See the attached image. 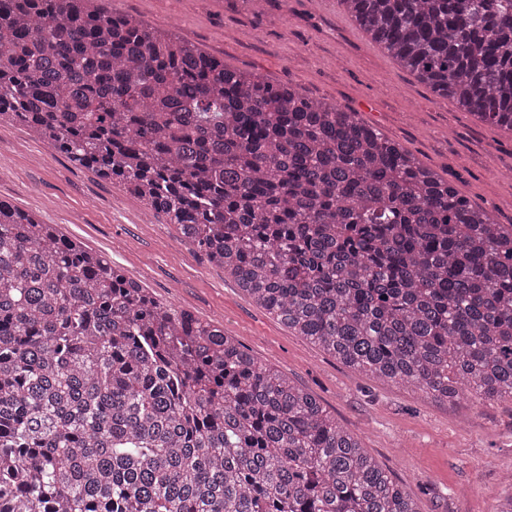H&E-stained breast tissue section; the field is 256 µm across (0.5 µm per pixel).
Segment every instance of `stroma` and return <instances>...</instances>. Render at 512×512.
<instances>
[{
    "instance_id": "1",
    "label": "stroma",
    "mask_w": 512,
    "mask_h": 512,
    "mask_svg": "<svg viewBox=\"0 0 512 512\" xmlns=\"http://www.w3.org/2000/svg\"><path fill=\"white\" fill-rule=\"evenodd\" d=\"M183 36L228 68L358 113L497 223L512 224V131L416 80L326 0H97ZM0 200L36 213L179 310L214 321L315 395L405 488L418 512H497L512 501V401L475 407L368 378L257 306L112 181L20 126L0 125Z\"/></svg>"
}]
</instances>
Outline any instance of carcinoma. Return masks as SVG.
<instances>
[{
	"label": "carcinoma",
	"instance_id": "cac0c4a2",
	"mask_svg": "<svg viewBox=\"0 0 512 512\" xmlns=\"http://www.w3.org/2000/svg\"><path fill=\"white\" fill-rule=\"evenodd\" d=\"M512 130V0H339ZM0 123L177 226L291 332L435 401L512 398V224L355 112L94 0H0ZM0 512H417L224 328L0 201Z\"/></svg>",
	"mask_w": 512,
	"mask_h": 512
}]
</instances>
